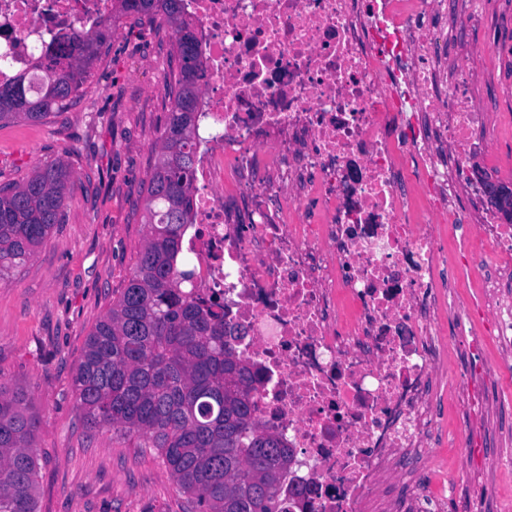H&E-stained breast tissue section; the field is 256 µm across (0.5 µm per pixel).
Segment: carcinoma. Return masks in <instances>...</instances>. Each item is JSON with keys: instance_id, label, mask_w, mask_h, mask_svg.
Wrapping results in <instances>:
<instances>
[{"instance_id": "carcinoma-1", "label": "carcinoma", "mask_w": 512, "mask_h": 512, "mask_svg": "<svg viewBox=\"0 0 512 512\" xmlns=\"http://www.w3.org/2000/svg\"><path fill=\"white\" fill-rule=\"evenodd\" d=\"M175 38L178 71L153 172L144 188L147 235L126 288L88 336L74 375L91 428L154 448L198 512H290L281 496L288 450L265 431L253 400L257 374L230 345L224 304L191 299L183 242L192 209L203 66L182 0H117ZM113 23L61 43L36 76L0 83V126L40 122L68 108L86 84ZM69 173L60 162L0 186V282L61 223ZM26 397L0 383V512H38L36 418Z\"/></svg>"}]
</instances>
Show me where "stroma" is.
Here are the masks:
<instances>
[{
    "label": "stroma",
    "instance_id": "1",
    "mask_svg": "<svg viewBox=\"0 0 512 512\" xmlns=\"http://www.w3.org/2000/svg\"><path fill=\"white\" fill-rule=\"evenodd\" d=\"M83 92L39 123L0 126V184L23 183L53 162L67 164L72 189L63 222L9 279L0 282V382L26 392L39 420V512H188L155 449L136 438L86 428L73 379L87 337L125 288L144 243V187L171 106L166 83L177 65L170 28L120 17ZM512 0H489L482 24L465 34L475 93L498 129L492 151L512 152ZM467 358L448 339V390L438 400L443 440L418 473L446 512H512V368L491 385L488 444L466 447L461 397ZM489 490L477 492L469 468Z\"/></svg>",
    "mask_w": 512,
    "mask_h": 512
}]
</instances>
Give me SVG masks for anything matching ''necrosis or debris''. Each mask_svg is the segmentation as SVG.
<instances>
[{"instance_id":"4bbe7bcc","label":"necrosis or debris","mask_w":512,"mask_h":512,"mask_svg":"<svg viewBox=\"0 0 512 512\" xmlns=\"http://www.w3.org/2000/svg\"><path fill=\"white\" fill-rule=\"evenodd\" d=\"M113 0H0V82L110 22ZM205 79L185 292L218 298L259 374L257 417L291 450V512H363L379 474L443 512L407 462L438 446V334L455 270L512 361V224L482 202L512 172L471 174L494 130L452 44L484 0H183ZM247 198L250 219L230 224ZM490 248L474 267L448 234ZM481 290V288H478L475 275L470 272L460 276L455 288L458 299L465 305L476 304V301L480 298Z\"/></svg>"}]
</instances>
